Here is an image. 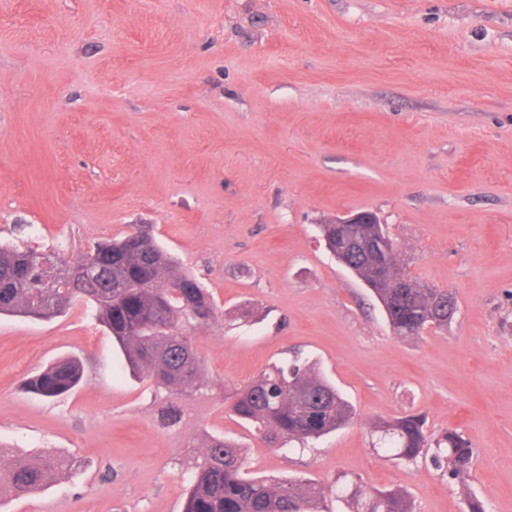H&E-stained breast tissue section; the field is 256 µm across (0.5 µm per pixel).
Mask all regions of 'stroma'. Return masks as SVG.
<instances>
[{"instance_id": "35a3bbf8", "label": "stroma", "mask_w": 512, "mask_h": 512, "mask_svg": "<svg viewBox=\"0 0 512 512\" xmlns=\"http://www.w3.org/2000/svg\"><path fill=\"white\" fill-rule=\"evenodd\" d=\"M364 210L452 292L447 328L396 335L329 253L319 225ZM35 224L72 260L150 229L214 299L194 336L218 386L298 356L355 405L277 449L204 402L252 475L312 481L329 512L375 490L512 512V0H0V242ZM67 355L78 389H23ZM159 411L84 304L0 315V446L79 463L5 512H182L188 434ZM407 414L471 442L465 482L380 448Z\"/></svg>"}]
</instances>
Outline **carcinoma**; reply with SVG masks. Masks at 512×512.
<instances>
[{
  "mask_svg": "<svg viewBox=\"0 0 512 512\" xmlns=\"http://www.w3.org/2000/svg\"><path fill=\"white\" fill-rule=\"evenodd\" d=\"M318 228L336 259L371 287L395 333L448 327L456 303L405 272L396 246L378 258L367 249L376 233L384 232L382 225ZM81 301L92 306L129 370L151 380L154 399L167 402L163 424L183 419L181 403L213 398L214 383L203 369L192 332L215 320V305L149 231L137 229L122 240L100 243L72 261L54 249L0 244V314L51 319ZM83 376L81 360L67 357L27 378L24 387L52 399L72 391ZM223 404L276 448L315 441L356 416L350 401L296 359L262 371ZM380 432L398 458L414 462L433 446L435 459L446 465L451 478L463 482L468 477L474 450L457 431L431 440L421 417L410 414L383 423ZM201 440L185 444L203 451L193 457L183 512H324L323 493L314 482L275 484L254 477L240 449L224 435L207 433ZM73 467L71 459L53 454H14L0 463V495L25 496ZM369 497L378 501V512H412L401 492L374 491Z\"/></svg>",
  "mask_w": 512,
  "mask_h": 512,
  "instance_id": "carcinoma-1",
  "label": "carcinoma"
}]
</instances>
